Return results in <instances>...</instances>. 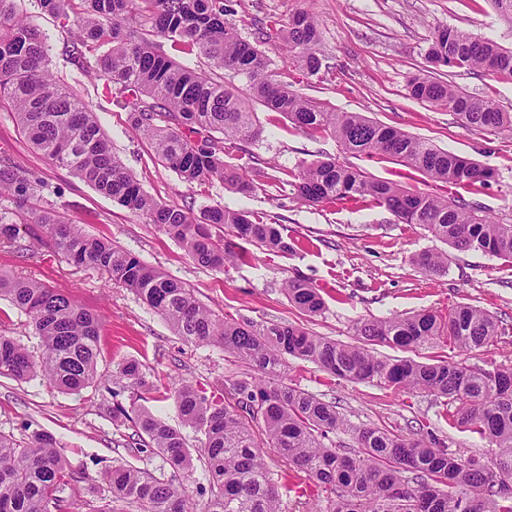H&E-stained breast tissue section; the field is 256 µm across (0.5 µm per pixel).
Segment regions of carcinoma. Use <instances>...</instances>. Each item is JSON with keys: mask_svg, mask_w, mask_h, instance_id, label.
Here are the masks:
<instances>
[{"mask_svg": "<svg viewBox=\"0 0 512 512\" xmlns=\"http://www.w3.org/2000/svg\"><path fill=\"white\" fill-rule=\"evenodd\" d=\"M70 34L65 54L72 64L104 80V90L130 112L133 131L186 183L214 180L238 193L261 175L255 156L240 165L224 161V141L248 143L261 135L253 104L285 116L310 136L331 135L342 149L367 158L396 159L444 184L475 189L493 176L478 161L437 147L427 139L386 126L360 112H336L273 77L261 49L264 33L245 39L226 19L224 0H38ZM197 52L223 71H195L161 50L162 41ZM319 27L307 10L288 22L293 65L307 76L323 67ZM432 67L465 69L512 80V50L468 31L447 27L434 33L426 52ZM408 94L443 106L468 131L512 130V113L489 97H477L448 80L420 73ZM14 105L16 124L53 165L69 169L99 193L145 218L177 241L196 263L223 270L248 259L233 236L269 252H289L277 225L258 214L211 207L198 221L189 212L163 205L112 154L110 141L90 107L50 72L47 35L23 18L16 0H0V98ZM163 124H157V121ZM303 203H362L385 208L400 224L422 226L457 250L488 254L512 264V224H500L474 203L422 195L396 183L372 179L334 158L304 162L279 180ZM47 189L7 160H0V197L23 202ZM46 242L77 266L102 270L133 292L190 344H212L251 365L259 377L227 384L183 382L173 388L183 426L204 436L209 489L200 512H282V486L271 478L261 449L275 448L298 472L326 493L328 512H512V367L466 364L462 356L491 345L499 324L488 312L457 304L448 312L363 319L360 344L315 336L297 326L222 317L201 304L181 281L146 265L106 237L87 235L46 211L36 221ZM224 228L219 242L212 229ZM17 224L0 221V241L17 252ZM418 266L430 275L448 271V254L427 250ZM288 301L308 315L325 308L320 290L297 274L283 283ZM24 312L41 351L34 355L0 333V375L19 381L41 378L65 393L97 382L98 319L71 294L31 280L0 274V297ZM448 346L461 359L436 363L381 358L384 345L417 351ZM317 365L350 382L376 381L398 391L426 393L455 404L453 421L499 449L492 465L450 451L435 437H407L379 427L354 426L336 406L297 386L286 385L288 358ZM113 378L139 395L154 388L141 364L125 361ZM112 421L131 424L127 446L160 455L173 468H193L182 430L145 408L106 406ZM352 436L354 448L339 451L325 440ZM53 435L33 430L18 440L0 432V512H73L59 496L81 482ZM111 505L99 512H194L176 479H158L144 469L117 463L100 473Z\"/></svg>", "mask_w": 512, "mask_h": 512, "instance_id": "cac0c4a2", "label": "carcinoma"}]
</instances>
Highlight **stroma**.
<instances>
[{"label":"stroma","instance_id":"stroma-1","mask_svg":"<svg viewBox=\"0 0 512 512\" xmlns=\"http://www.w3.org/2000/svg\"><path fill=\"white\" fill-rule=\"evenodd\" d=\"M224 2L231 10L230 21L245 22L244 37H251L254 26L265 27L264 49L271 70L302 95L342 112L364 113L491 168L494 176L488 186L476 193L463 191L462 196L500 222L512 223V131H465L447 109L412 99L406 90L411 77L426 68L425 53L437 29L458 27L512 48V25L499 17L491 0ZM301 9L311 11L319 21L320 51L330 71L305 76L289 68L288 46L280 30ZM21 11L47 35L54 74L89 104L113 154L144 190L158 202L188 210L197 219L216 205L261 213L267 221L280 224L283 236L296 248L279 255L257 248L250 263L221 271L198 265L154 225L67 169L51 165L21 134L6 101L0 103V156L46 183L48 189L21 205L0 198L1 219L30 224L43 209H54L64 222L109 238L142 262L184 282L217 314L259 326L292 323L341 343H356L355 325L363 318L409 316L470 304L495 315L503 333L492 345L468 354L467 364L512 366V264L452 249L447 250V274L427 275L414 264V256L443 249L444 244L422 226L396 223L379 207L308 206L280 190L276 179L300 162L330 156L420 194H446L442 183L392 159L345 153L333 137L313 138L293 130L286 118L260 106L255 109L260 138L250 144H224L229 163H238L246 151L265 161V175L256 179L254 190L236 193L218 181L185 183L156 158L145 140L132 134L127 110L104 93L102 80L83 73L66 58L62 49L67 35L54 16L34 0H21ZM447 78L472 95H493L503 111L512 113V81L457 68L448 69ZM0 273L70 292L101 323L95 386L78 394L63 393L39 379L21 382L0 375V432L18 438L36 429L48 432L69 464L86 471V481L74 494L76 512H100L106 507L109 493L97 480L105 466L128 462L160 479L173 475L162 457H146L127 447L128 427L113 424L104 410L102 401L107 386L114 383L112 371L117 364L137 360L149 380L167 387L184 380L206 383L223 378L248 380L255 375L251 367L219 348L185 343L161 317L102 271L76 266L40 243H33L24 254L0 244ZM297 273L320 289L325 301L321 314L307 316L288 301L283 283ZM286 381L332 403L353 424L406 434L421 421L462 456L477 455L489 463L496 455L479 435L453 425L450 407L426 394L397 391L376 382L334 379L313 363L294 358L288 361Z\"/></svg>","mask_w":512,"mask_h":512}]
</instances>
